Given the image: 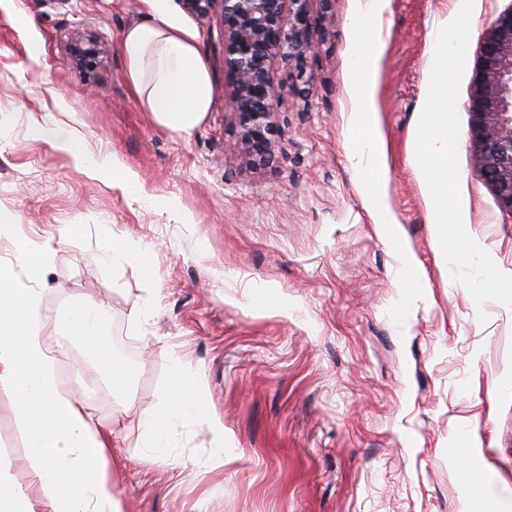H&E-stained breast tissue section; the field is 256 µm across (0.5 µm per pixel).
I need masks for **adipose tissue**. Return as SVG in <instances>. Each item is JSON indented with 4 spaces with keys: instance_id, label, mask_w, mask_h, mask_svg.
Here are the masks:
<instances>
[{
    "instance_id": "obj_1",
    "label": "adipose tissue",
    "mask_w": 512,
    "mask_h": 512,
    "mask_svg": "<svg viewBox=\"0 0 512 512\" xmlns=\"http://www.w3.org/2000/svg\"><path fill=\"white\" fill-rule=\"evenodd\" d=\"M147 14L121 35L126 75L136 98L154 120L172 131L191 134L213 105V83L196 41L167 8V0H144ZM355 39L346 57L345 94L351 104L347 152L365 207L396 253L408 287L422 284V272L405 248L388 201V145L376 101L381 62L386 51L383 34L388 0H351ZM33 139L72 156L91 173H111L113 182L129 179L109 159L82 152L74 130L54 122H34ZM41 259L19 246L16 265L0 264V391L8 394L13 415L29 452V477L39 496L24 492L0 465V512H123L112 491V439L117 420L95 419L91 409L57 381L60 352L42 313V292L26 284L23 274H36ZM104 309L74 303L67 320L69 335L87 359L106 361L114 389L130 379L126 366L111 357L101 332ZM197 376L175 365L162 404L143 417L155 448L165 447L173 420L205 414Z\"/></svg>"
}]
</instances>
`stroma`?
I'll return each instance as SVG.
<instances>
[{"instance_id":"stroma-1","label":"stroma","mask_w":512,"mask_h":512,"mask_svg":"<svg viewBox=\"0 0 512 512\" xmlns=\"http://www.w3.org/2000/svg\"><path fill=\"white\" fill-rule=\"evenodd\" d=\"M454 2L390 0L386 13L377 103L389 197L425 281L408 300L347 157L350 0H309L318 50L303 71L276 64L287 93L274 160L257 169L239 144L219 19L199 24L169 0L213 81L212 109L186 135L159 126L126 78L121 35L143 0H0V212L11 218L0 262H14L22 241L52 255L37 285L66 349L58 377L100 386V418L123 413L112 480L124 512H473L474 453L483 486L512 512V307L476 304L453 279L409 153L431 33ZM476 2L456 104L465 230L512 275V216L479 173L468 110L481 35L512 0ZM82 32L107 49L90 79L68 63ZM35 119L74 128L89 157L129 168L135 193L33 140ZM116 242L127 248L117 258ZM272 294L282 307L266 306ZM77 299L102 305L104 334L130 348L127 391L67 336ZM178 361L197 373L209 412L174 420L170 447L147 463L141 418ZM0 462L38 495L1 395Z\"/></svg>"}]
</instances>
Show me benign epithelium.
Returning <instances> with one entry per match:
<instances>
[{
  "label": "benign epithelium",
  "instance_id": "obj_1",
  "mask_svg": "<svg viewBox=\"0 0 512 512\" xmlns=\"http://www.w3.org/2000/svg\"><path fill=\"white\" fill-rule=\"evenodd\" d=\"M307 0H181L201 23L218 17L224 28V80L240 142L254 165L269 163L275 117L284 100L275 72L279 61L300 67L314 51L318 30ZM106 48L92 33L76 37L69 63L92 75ZM469 111L480 174L493 188L499 207L512 215V9L499 14L482 38Z\"/></svg>",
  "mask_w": 512,
  "mask_h": 512
}]
</instances>
